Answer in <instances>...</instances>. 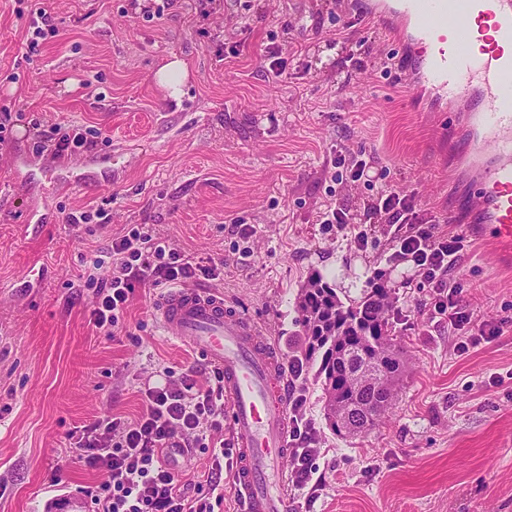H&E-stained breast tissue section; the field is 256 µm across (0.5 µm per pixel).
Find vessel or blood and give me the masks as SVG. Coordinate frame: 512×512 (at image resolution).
I'll use <instances>...</instances> for the list:
<instances>
[{"label":"vessel or blood","instance_id":"1","mask_svg":"<svg viewBox=\"0 0 512 512\" xmlns=\"http://www.w3.org/2000/svg\"><path fill=\"white\" fill-rule=\"evenodd\" d=\"M369 14L410 43L419 84L448 102L449 139L466 135L459 157L468 190L449 223L468 213L479 237L511 260L512 0H370ZM156 313L166 335L224 376L242 512H289L287 494L269 482L288 456V384L260 327L201 288L167 289Z\"/></svg>","mask_w":512,"mask_h":512}]
</instances>
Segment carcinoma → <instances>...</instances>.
Segmentation results:
<instances>
[{"label":"carcinoma","instance_id":"carcinoma-1","mask_svg":"<svg viewBox=\"0 0 512 512\" xmlns=\"http://www.w3.org/2000/svg\"><path fill=\"white\" fill-rule=\"evenodd\" d=\"M316 292L303 290L299 301L300 322L305 328L307 346L305 359L321 354L318 378L325 395V414H330L331 392L336 391L350 402L363 406L355 432L373 429L390 408L394 398L392 385L375 386L365 381L347 383V376L363 365H374L386 379H397L401 360L392 348L390 312L392 292L377 288L348 306L336 295V290L315 279ZM339 338L341 346L354 347L347 362L336 358L330 339Z\"/></svg>","mask_w":512,"mask_h":512}]
</instances>
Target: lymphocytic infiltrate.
Here are the masks:
<instances>
[{"label": "lymphocytic infiltrate", "instance_id": "obj_1", "mask_svg": "<svg viewBox=\"0 0 512 512\" xmlns=\"http://www.w3.org/2000/svg\"><path fill=\"white\" fill-rule=\"evenodd\" d=\"M352 180L377 185L369 209L386 224H409L412 232L396 237L397 257L411 261L428 289L430 314L447 315L451 327L463 330L471 315L459 304L461 290L449 272L469 247L461 233L442 234L439 217L414 197L385 187V173L372 162L350 161ZM112 272L107 278L88 274L84 285L94 289L89 322L104 335L117 336L135 289L160 283L186 285L203 278L216 280L224 274L223 263L201 264L168 242L133 228L112 239L107 247ZM142 409L132 418L107 416L86 426L73 445L86 467L103 469L106 482L92 490L95 512H213L206 499H188L166 457L174 448H213L215 461H223L228 445L212 441L211 434L224 428L222 379L202 386L194 368L181 373L164 370L163 381L141 392ZM303 397L289 404V438L294 458L292 481L302 487L313 474V431L305 416Z\"/></svg>", "mask_w": 512, "mask_h": 512}]
</instances>
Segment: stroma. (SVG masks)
Wrapping results in <instances>:
<instances>
[{
    "label": "stroma",
    "instance_id": "obj_1",
    "mask_svg": "<svg viewBox=\"0 0 512 512\" xmlns=\"http://www.w3.org/2000/svg\"><path fill=\"white\" fill-rule=\"evenodd\" d=\"M36 1L55 31L28 58ZM163 3L147 18L129 0H0V107L12 115L0 148V512H90L86 490L107 474L74 460L69 433L136 416L145 383L201 363L164 334L160 289H135L116 338L90 325L80 277H108L106 247L133 227L223 261V280L199 287L254 319L286 364L303 354L298 296L311 278L345 303L392 290L404 371L375 429L332 432L317 363L295 381L318 453L308 485L288 489L292 512H512V269L472 239L451 271L472 315L458 334L421 309L412 264L394 258L396 225L369 224L358 248L320 222L332 204L364 214L373 194L334 179L340 150L374 160L392 189L444 218L466 191L428 119L431 97L403 69L374 64L407 47L358 25L370 70L351 78L336 42L350 15L324 0H253L242 12L226 0L210 13L199 0ZM274 43L287 61L276 79L265 66ZM175 58L188 71L177 97L156 79ZM71 125L99 135L72 157L34 151ZM89 210L109 223H66ZM492 318L498 335L460 353L461 336ZM211 454H173L188 497L206 485Z\"/></svg>",
    "mask_w": 512,
    "mask_h": 512
}]
</instances>
